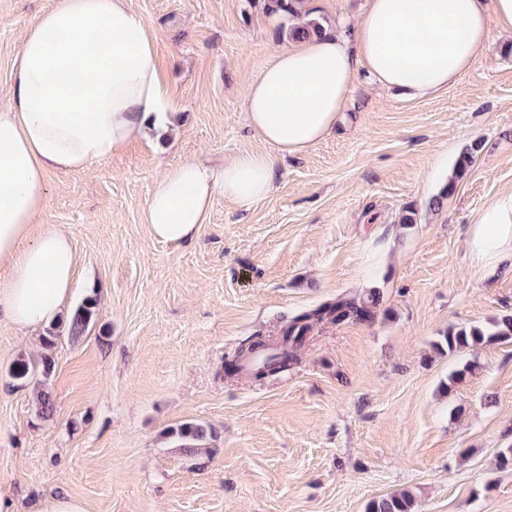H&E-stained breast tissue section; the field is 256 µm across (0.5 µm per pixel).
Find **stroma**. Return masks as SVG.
<instances>
[{
	"instance_id": "stroma-1",
	"label": "stroma",
	"mask_w": 512,
	"mask_h": 512,
	"mask_svg": "<svg viewBox=\"0 0 512 512\" xmlns=\"http://www.w3.org/2000/svg\"><path fill=\"white\" fill-rule=\"evenodd\" d=\"M54 0H0V88L26 26ZM326 31L365 0H308ZM154 33L175 127L83 170L48 178L44 225L71 236L78 306L99 300L86 336L61 337L38 418L34 383L9 376L42 332L0 318V498L13 512H366L411 491L418 512H512V340L436 351L452 325L512 315V274L477 262L473 216L512 188V52L491 48L457 85L423 97L360 76L334 132L275 158L273 193L216 197L188 245L153 239L143 208L165 170L242 151L270 153L245 111L248 84L290 44L291 19L262 0H131ZM475 161L439 209L445 170ZM440 197V196H439ZM414 212L410 225L402 215ZM377 294L372 322L321 323L288 371L224 373L250 336L344 297ZM210 425L208 453L169 434Z\"/></svg>"
}]
</instances>
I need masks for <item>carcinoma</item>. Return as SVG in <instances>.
<instances>
[{
    "label": "carcinoma",
    "instance_id": "carcinoma-1",
    "mask_svg": "<svg viewBox=\"0 0 512 512\" xmlns=\"http://www.w3.org/2000/svg\"><path fill=\"white\" fill-rule=\"evenodd\" d=\"M303 2L304 0H265L264 9L269 15L284 12L297 18L304 16ZM290 32L292 36L299 39L308 38L321 33L322 26L319 22L310 19L292 27ZM376 305L377 299L374 295L365 300L339 298L334 302L303 313L288 323L283 329L281 339L276 343L261 336H253L246 340L232 355V358L226 361L225 371H238L242 369L241 361L260 356L269 350L276 351V354L270 356L266 363L254 367V372L262 378L267 372L273 374L284 370L298 360V350L314 325L325 321L368 322L374 317ZM97 306V297L90 296L69 314L64 327H66L70 338L77 339L92 330L97 321ZM59 338L60 332L57 331V327H51L48 330V336L43 338L45 352L40 359L33 362L21 355L10 365L9 374L18 380L30 379L38 372L45 377L48 376L54 367L51 350ZM509 339H512V316H505L488 326H452L448 328V333L442 341L437 343V347L453 355L466 350L472 352L493 341ZM36 399L40 418H53L56 409L50 395L45 391H40L37 393ZM172 434L183 441L184 448L193 454L201 450V442L207 435V426L196 422L184 423L172 431ZM367 512H417L416 500L411 492L404 490L371 501L367 506Z\"/></svg>",
    "mask_w": 512,
    "mask_h": 512
}]
</instances>
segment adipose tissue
I'll list each match as a JSON object with an SVG mask.
<instances>
[{
  "label": "adipose tissue",
  "instance_id": "obj_1",
  "mask_svg": "<svg viewBox=\"0 0 512 512\" xmlns=\"http://www.w3.org/2000/svg\"><path fill=\"white\" fill-rule=\"evenodd\" d=\"M494 22L512 38V0H367L351 27L276 52L246 97L250 126L272 154L166 171L143 210L151 237L191 243L216 197L248 206L271 195L274 153L323 141L361 74L417 96L458 83L490 48ZM173 119L155 38L131 0H56L29 25L0 109V317L36 330L63 309L77 278L69 234L36 225L47 174L107 160ZM468 247L486 263L512 255V190L475 215Z\"/></svg>",
  "mask_w": 512,
  "mask_h": 512
}]
</instances>
